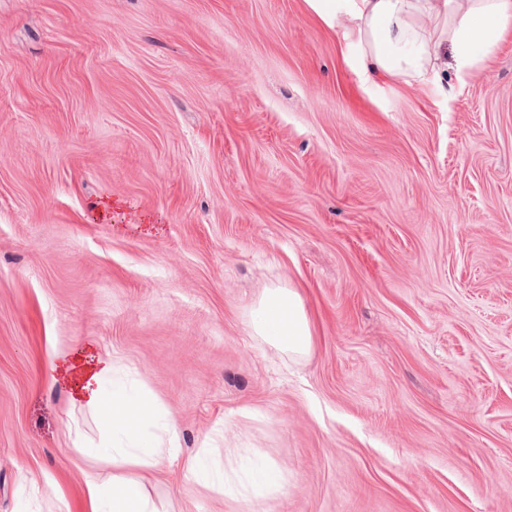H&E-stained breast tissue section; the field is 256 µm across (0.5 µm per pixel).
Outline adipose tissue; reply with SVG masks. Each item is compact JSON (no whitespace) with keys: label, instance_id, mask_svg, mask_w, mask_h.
Masks as SVG:
<instances>
[{"label":"adipose tissue","instance_id":"1","mask_svg":"<svg viewBox=\"0 0 512 512\" xmlns=\"http://www.w3.org/2000/svg\"><path fill=\"white\" fill-rule=\"evenodd\" d=\"M309 10L335 33L345 61L364 94L388 85L432 87L441 97L454 87L447 75L469 76L512 34V0H305ZM254 335L279 352L299 356L312 346V328L302 299L291 288H269L250 311ZM63 363L71 404L98 409L111 420L122 443L106 456L111 484L87 477L85 512H156L143 477L176 448L146 445L141 425L156 408L152 394L115 380L120 367L111 357H86L77 350Z\"/></svg>","mask_w":512,"mask_h":512}]
</instances>
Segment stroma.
<instances>
[{
    "label": "stroma",
    "mask_w": 512,
    "mask_h": 512,
    "mask_svg": "<svg viewBox=\"0 0 512 512\" xmlns=\"http://www.w3.org/2000/svg\"><path fill=\"white\" fill-rule=\"evenodd\" d=\"M268 288L307 355L253 335ZM76 349L177 424L157 512H512V36L371 98L304 0H0V512L112 479ZM208 442L286 491L197 483ZM255 336L281 353L306 354L312 346V328L302 299L292 288H268L250 310Z\"/></svg>",
    "instance_id": "1"
}]
</instances>
